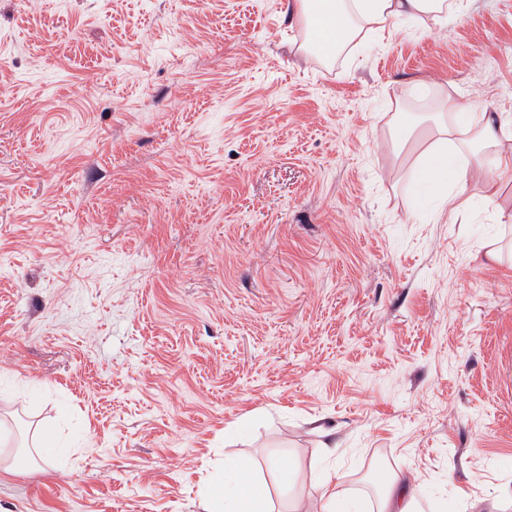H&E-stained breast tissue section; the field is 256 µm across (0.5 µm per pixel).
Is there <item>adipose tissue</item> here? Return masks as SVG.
<instances>
[{
	"label": "adipose tissue",
	"instance_id": "ef3b65f1",
	"mask_svg": "<svg viewBox=\"0 0 512 512\" xmlns=\"http://www.w3.org/2000/svg\"><path fill=\"white\" fill-rule=\"evenodd\" d=\"M468 6L469 0H455L451 5L446 0H294L292 4L299 19L310 21L313 43L324 49L352 42L365 24L382 31L391 28L396 20L417 19L425 14L444 23L459 18ZM441 134L450 142L467 145L470 165L461 167L449 161L444 152L429 153L420 165V177L425 181L462 182L467 168H481L491 158L500 165L512 164V159L502 153L504 143L512 140V127L504 124L499 114H470L442 129ZM210 500L213 512H270L245 464L238 465L232 484L211 492Z\"/></svg>",
	"mask_w": 512,
	"mask_h": 512
}]
</instances>
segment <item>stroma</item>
<instances>
[{
    "instance_id": "1",
    "label": "stroma",
    "mask_w": 512,
    "mask_h": 512,
    "mask_svg": "<svg viewBox=\"0 0 512 512\" xmlns=\"http://www.w3.org/2000/svg\"><path fill=\"white\" fill-rule=\"evenodd\" d=\"M290 10L0 0V459L60 448L0 512H207L240 462L272 512H512V168L452 218L417 173L449 102L512 123V0L334 59ZM383 493L377 512H417L413 488L401 477L387 474L382 479ZM342 481L327 480L324 483L322 493V504L320 511L323 512H357L359 507L348 496L341 491Z\"/></svg>"
}]
</instances>
